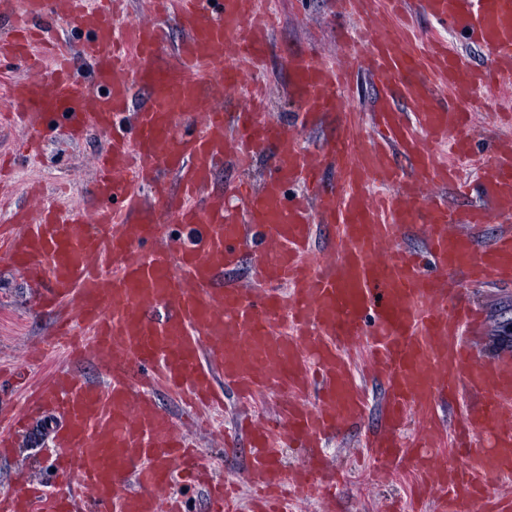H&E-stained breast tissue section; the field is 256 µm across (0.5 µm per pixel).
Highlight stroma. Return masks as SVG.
Instances as JSON below:
<instances>
[{
    "label": "stroma",
    "instance_id": "obj_1",
    "mask_svg": "<svg viewBox=\"0 0 512 512\" xmlns=\"http://www.w3.org/2000/svg\"><path fill=\"white\" fill-rule=\"evenodd\" d=\"M270 11L277 18V27L267 50V63L258 80L267 94L262 114L268 123L294 129L301 145H313L336 140L343 131L338 115L326 117L315 129L302 125L296 98L288 93L289 74L282 67L288 55L316 50L327 62L350 63L359 79L347 91V110L357 119H365L376 101L377 90L363 78V59L357 58L348 43L349 19L338 17L336 0H268ZM106 136L89 133L82 141L48 137L39 156L24 158L10 178L0 182V225L9 223L12 206L25 203L32 185H40L50 202L61 207L91 208L89 181L97 155L102 151ZM268 149H261L248 170H240L233 162H225L213 178L214 191L223 193L234 184L246 180L258 186L269 174ZM460 286L480 305L486 321L483 341L485 355L502 348H512V335L504 333V325L512 320V287L493 283L461 281ZM38 285L29 282L24 272L0 255V371L9 372L16 365H25L31 382H39L50 371L67 367L64 354H55L47 361L34 359L32 352L48 342L63 309L35 307ZM368 407L360 422L351 424L325 447L328 464L338 467L343 479L331 504L320 497L299 499L294 512H384L389 502L403 504L404 512H431L428 501L410 496L415 480L413 472L399 470L388 477L374 464L364 461L366 445L382 425L383 388L372 376L364 375ZM156 406L168 413L199 447L210 457L217 477L235 483L241 499H248L250 488L245 479L249 464L246 434L238 430L244 406L232 392L224 394L220 429L211 424L196 425L182 403L165 392L153 394ZM56 421L49 416H35L27 432L22 434L13 457L0 459V495L12 493L20 480L43 481L47 490L66 492L65 484L55 479L51 459L42 451V444Z\"/></svg>",
    "mask_w": 512,
    "mask_h": 512
}]
</instances>
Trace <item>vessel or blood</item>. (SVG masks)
<instances>
[{
	"mask_svg": "<svg viewBox=\"0 0 512 512\" xmlns=\"http://www.w3.org/2000/svg\"><path fill=\"white\" fill-rule=\"evenodd\" d=\"M354 19V47L380 95L370 133L346 119L335 142L307 151L296 142L271 152L260 189L243 188L229 211L211 188L233 159L249 167L280 130L257 117V104L226 126L213 96L260 68L274 23L263 0H147L150 21L134 25L133 51L118 49L116 7L89 0H0L10 19L0 32V62L43 68L42 80L16 79L7 97L28 137L23 156L45 135L69 140L107 132L90 193L92 214L19 209L0 252L42 285L39 300L68 307L55 344L88 358L102 379L54 371L36 389V406L57 418L51 432L62 479L77 491L45 497L22 487L0 497V512H185L165 490L176 464L202 451L150 397L165 389L192 409L223 405V388L242 402L286 389L282 419L249 425L247 481L260 492L250 512H288L292 497L335 485L321 455L280 467L282 449H315L366 409L363 388L346 351L365 337L373 376L384 388L385 425L373 455L388 467L415 472L433 512H459L462 498L484 512H512V492L493 489L512 478V354L486 362L472 346L483 333L477 307L453 273L512 282V113H495L503 128L485 155L475 156L478 107L498 104L512 84V0H338ZM422 15L463 33L488 61L478 68L442 37L415 27ZM51 17L86 30L81 47L48 37L35 54L33 20ZM185 39L167 56V28ZM92 67L91 86L76 84L78 58ZM283 65L290 89L311 124L342 111L340 94L352 74L317 53L291 55ZM150 97L132 102L134 86ZM449 142L452 160L436 146ZM408 156L404 171L395 153ZM478 157L474 178L454 157ZM302 182L303 194L287 196ZM453 186L479 200L458 213L435 193ZM165 202L170 223L193 226L182 244L160 232L151 206ZM501 221L492 244L476 248L471 231ZM336 229L325 260L312 255L314 228ZM456 224L468 233L453 232ZM416 226L427 242L419 259L395 240ZM255 251L249 289H222L217 279L244 249ZM455 397L461 421L440 426ZM421 434L400 441L406 416ZM449 445L453 463L433 465L430 448Z\"/></svg>",
	"mask_w": 512,
	"mask_h": 512,
	"instance_id": "vessel-or-blood-1",
	"label": "vessel or blood"
}]
</instances>
